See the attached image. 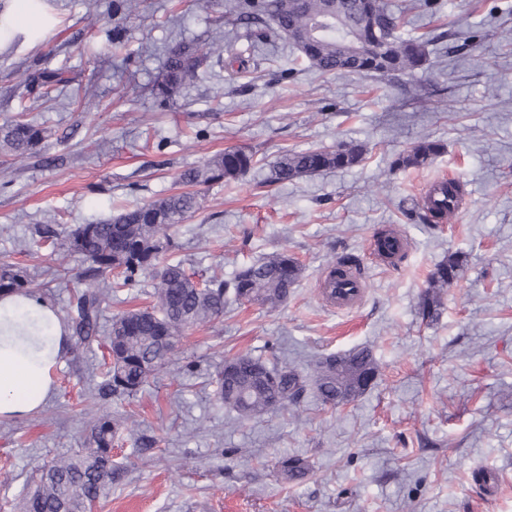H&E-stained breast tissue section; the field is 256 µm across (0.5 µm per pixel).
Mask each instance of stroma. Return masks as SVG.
<instances>
[{
  "mask_svg": "<svg viewBox=\"0 0 512 512\" xmlns=\"http://www.w3.org/2000/svg\"><path fill=\"white\" fill-rule=\"evenodd\" d=\"M112 0H50L42 40L0 45V124L25 112L47 131L36 154L0 152V257L31 269L42 298L66 313L79 289L39 247L37 226L92 224L120 207L180 191V173L228 147L256 154L238 180L201 189L175 259L188 272L231 277L243 262L277 252L301 276L275 309L228 304L189 329L168 369L123 406L82 397L99 345L69 347L45 405L0 420V512L20 502L41 466L80 448L102 411H134L156 437L114 441L112 482L90 512H512V0H387L410 23L403 37L428 39L430 64L398 81L323 75L264 47L238 74V41L219 75L163 106L150 85L181 40L216 48L226 0H142L136 13ZM63 70L66 83L38 97L30 82ZM424 139L445 150L419 168L395 157ZM364 144L356 165L288 183L271 182L286 150ZM454 175L466 202L449 224L406 214L427 185ZM396 233L407 251L372 259L375 232ZM459 280L442 288V315L423 323L418 303L449 254ZM342 256L367 277L361 306L342 313L318 293ZM143 276L103 306L114 315L152 308ZM368 348L378 376L336 408L308 395L294 409L240 420L221 406L212 379L227 357L279 358L302 375L329 354ZM298 454L313 464L283 483L275 463ZM498 478L475 495L472 473Z\"/></svg>",
  "mask_w": 512,
  "mask_h": 512,
  "instance_id": "obj_1",
  "label": "stroma"
}]
</instances>
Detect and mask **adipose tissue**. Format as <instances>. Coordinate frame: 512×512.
Listing matches in <instances>:
<instances>
[{"instance_id":"adipose-tissue-1","label":"adipose tissue","mask_w":512,"mask_h":512,"mask_svg":"<svg viewBox=\"0 0 512 512\" xmlns=\"http://www.w3.org/2000/svg\"><path fill=\"white\" fill-rule=\"evenodd\" d=\"M67 348L58 310L30 294L0 297V418L39 409Z\"/></svg>"}]
</instances>
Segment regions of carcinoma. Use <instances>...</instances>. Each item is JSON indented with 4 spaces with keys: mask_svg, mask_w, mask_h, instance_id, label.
Segmentation results:
<instances>
[{
    "mask_svg": "<svg viewBox=\"0 0 512 512\" xmlns=\"http://www.w3.org/2000/svg\"><path fill=\"white\" fill-rule=\"evenodd\" d=\"M226 23L245 33L251 47L283 40L309 67L322 74L346 73L370 78L411 76L429 61L427 41L404 38L408 21L391 11L384 0H234ZM223 54L202 52L191 43L173 47L152 91L162 102L178 97L203 74L222 66ZM41 126L22 119L0 126V151L14 156L36 153L46 138ZM443 152V144L422 140L393 161L399 169L418 168ZM365 148L354 142L305 151H287L271 167L280 183L360 162ZM256 163L255 154L230 147L180 174L186 190L160 197L142 206L118 211L96 224L73 228H38L41 245L64 261L81 262L78 278L85 288L70 300L67 327L77 344L98 340L103 304L112 293L149 273L155 280L151 310H132L112 318L101 345L103 381L100 399L125 400L171 362L176 344L193 327L224 315L229 302L258 303L271 309L288 300L302 268L281 252L240 265L229 279L210 276L197 281L180 261L161 262L180 248L182 223L199 209L198 187L231 182ZM448 198L415 210L426 224L453 218ZM459 260L452 254L431 275V287L444 288L459 278ZM27 268L0 259V295L35 292ZM423 322L440 319L442 304L425 293L419 304ZM378 366L367 348L320 358L314 368L313 389L325 405L347 404L362 397L377 378ZM214 384L218 400L243 420L296 407L306 397V378L294 369L251 355L224 359ZM136 425L134 415L124 420L103 413L87 431L81 448L41 470L33 491L23 501V512H86L112 482V443L123 425ZM280 479L299 484L312 472L311 462L299 455H283L276 462Z\"/></svg>",
    "mask_w": 512,
    "mask_h": 512,
    "instance_id": "1",
    "label": "carcinoma"
}]
</instances>
